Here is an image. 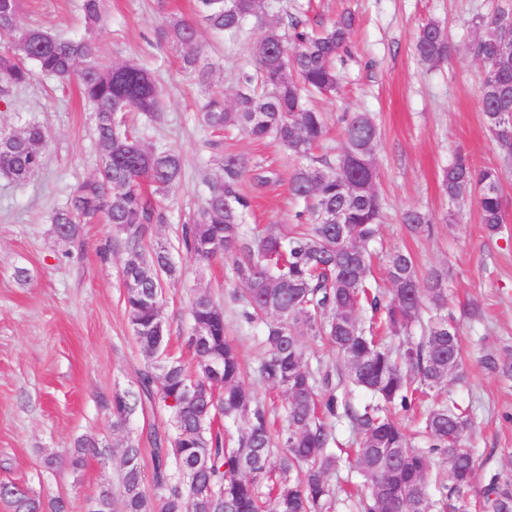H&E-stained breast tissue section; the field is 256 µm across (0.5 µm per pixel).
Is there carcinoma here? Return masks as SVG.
I'll list each match as a JSON object with an SVG mask.
<instances>
[{
    "label": "carcinoma",
    "instance_id": "cac0c4a2",
    "mask_svg": "<svg viewBox=\"0 0 512 512\" xmlns=\"http://www.w3.org/2000/svg\"><path fill=\"white\" fill-rule=\"evenodd\" d=\"M87 33L61 38L40 27L18 25L21 0H0V103L30 82L34 71L77 83L95 112L100 166L69 203L56 210L55 232L71 240L80 224L103 216L124 251L123 277L137 288L124 289L128 322L146 362L138 389L116 391L105 406L113 426L125 425L139 406L169 413L170 428L154 434L151 483L145 489L141 448L129 443L120 452L121 490L108 488L94 499L95 512H333L339 494L355 499V512H467L476 494L483 512H512V481L499 473L475 489V460L464 442L472 414L450 401L430 408L424 419L425 446L412 444L397 414L409 412L428 392L458 380L464 370L460 332L448 312V273L432 269L419 275L411 253L389 252L388 291L372 274L370 246L378 234L383 200L375 152L378 128L366 113L346 120L336 153L312 156L325 138L323 113L310 98L336 90V61L348 52L356 17L343 12L316 30L294 13L269 15L272 0H195L193 17L175 18L169 35L183 50V68L202 91L200 123L219 132L237 130L269 139L295 157L290 194L303 203L289 224L255 232L244 224L251 207L242 184L263 187L277 173L233 151L219 157L221 175L209 184L202 206L182 227L187 255L208 263L232 260L234 287L226 298L239 320L262 336L264 353L253 367L267 389L287 397V426L273 433L275 411L246 385L238 346L225 336L224 306L207 292L191 304L193 330L187 346L195 355L192 372L169 350L162 316L163 285L175 284L181 270L169 246L145 247L153 225L164 220L154 196L177 193L182 158L173 148L147 145L128 132L113 131L112 113L159 117L164 91L145 67L102 64L95 32L106 17L103 0H82ZM271 18L253 45L255 71L239 77L233 102L210 93L211 64L203 62L199 29L238 34L246 19ZM512 7L501 6L477 23L467 51L481 62L485 76L478 102L486 127L512 155ZM419 60L435 68L448 59L453 44L440 24L429 21L416 35ZM46 131L38 125L0 132V176L28 181L42 166ZM503 173L479 168L461 153L443 170L442 189L457 202L476 196L479 222L490 236L504 233L507 214ZM340 223H326V215ZM415 236L431 234L434 218L417 208L402 213ZM421 328L418 338L413 327ZM329 347L336 362L325 364L310 343ZM220 362L216 374L212 361ZM485 367L512 378V358L482 359ZM370 395L357 406L353 390ZM346 419L358 440L351 450L336 440V423ZM340 452L333 451V447ZM111 458L114 450L91 439L77 441L69 464L78 469L86 451ZM352 459L365 490L334 489L328 482L341 454ZM435 456L448 463L431 479ZM440 496L431 501L430 483ZM0 499L15 512H44L29 487L0 482Z\"/></svg>",
    "mask_w": 512,
    "mask_h": 512
}]
</instances>
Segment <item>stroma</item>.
I'll list each match as a JSON object with an SVG mask.
<instances>
[{
	"mask_svg": "<svg viewBox=\"0 0 512 512\" xmlns=\"http://www.w3.org/2000/svg\"><path fill=\"white\" fill-rule=\"evenodd\" d=\"M501 0H280V7L305 5L308 23L325 22L348 10L357 17L351 54L340 67L338 91L319 99L329 128L325 148L336 147L342 119L371 113L379 128L376 151L385 217L378 252L411 251L421 269L447 267L451 307L462 334L466 379L432 390V401L449 398L470 405L475 429L467 446L478 477L512 473V381L486 369L481 353L506 356L512 349V228L488 237L478 221L474 197L449 203L441 188L444 168L455 152L477 165L499 168L502 194L512 214V158H505L485 127L478 103L484 77L479 61L464 46L478 17ZM81 0H23L18 23L38 25L53 34L78 38L86 32ZM193 15L192 0H107V22L96 34L104 63L135 62L148 68L165 88L161 121L134 114L130 123L140 137L177 150L184 177L179 192L161 200L163 223L153 225L148 241L177 243L185 213L208 193L207 179L220 174L224 151L247 155L276 170L275 183L258 188L245 183L253 198L250 224L289 223L297 208L288 190L292 164L267 141L244 135L210 133L198 119L201 90L181 69L182 51L167 36L175 17ZM436 21L456 49L446 63L430 69L413 51L418 28ZM255 20L231 37L203 28L199 44L214 65L212 88L233 99L240 72L254 68L252 48L261 36ZM42 126L49 141L45 164L27 182L0 178V482L30 487L43 499L66 500L69 512H87L102 488H118V461L88 458L85 465L50 473L44 450L61 452L92 438L119 448L133 441L142 450L144 472L152 470L150 430H165L169 416L158 410L132 415L125 427H112L103 405L112 393L136 388L144 355L123 304L124 254L111 225L84 224L71 242L61 241L51 222L82 182L91 179L99 157L95 115L82 103L76 84L38 76L0 104V130ZM432 214V235L414 238L400 222L403 210ZM457 223H446L448 212ZM182 278L165 291L163 315L173 347H180L192 319L191 299L208 292L224 300L232 275L230 259L199 263L175 251ZM26 269L27 282L16 278Z\"/></svg>",
	"mask_w": 512,
	"mask_h": 512,
	"instance_id": "stroma-1",
	"label": "stroma"
}]
</instances>
